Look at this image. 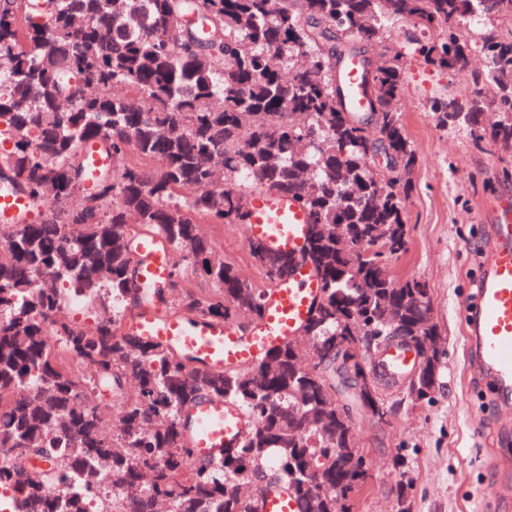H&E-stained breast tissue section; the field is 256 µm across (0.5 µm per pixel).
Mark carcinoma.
<instances>
[{"mask_svg": "<svg viewBox=\"0 0 512 512\" xmlns=\"http://www.w3.org/2000/svg\"><path fill=\"white\" fill-rule=\"evenodd\" d=\"M474 17L492 24L479 69ZM410 55L482 89L465 109L433 97L438 124L512 144V0H0V184L44 215L0 224V495L20 512H261L257 491L282 486L297 512H353L365 449L336 402L349 358L336 337L441 335L426 285L390 272L409 243L398 188L417 163L398 107ZM354 58L364 112L337 80ZM86 142L106 159L95 170ZM260 187L310 215L305 259L323 288L305 342L216 369L130 333V308L260 318L290 256L250 240L254 283L199 230L245 223ZM148 237L171 253L157 288L140 282ZM198 274L211 288L191 287ZM76 305L93 320L60 317ZM201 399L237 405L250 427L196 462L184 436Z\"/></svg>", "mask_w": 512, "mask_h": 512, "instance_id": "carcinoma-1", "label": "carcinoma"}]
</instances>
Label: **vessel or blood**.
Instances as JSON below:
<instances>
[{
    "mask_svg": "<svg viewBox=\"0 0 512 512\" xmlns=\"http://www.w3.org/2000/svg\"><path fill=\"white\" fill-rule=\"evenodd\" d=\"M348 101L354 110L365 108L360 63L350 60L343 73ZM486 237L481 246V266L467 307L466 336L474 351L475 376L493 382L503 405H512V193L500 196L482 215ZM309 217L297 200L274 190L254 192L249 204L246 234L264 242L274 252L298 256L291 277L266 290L263 314L248 334L235 326L199 321L192 323L156 308L139 311L131 332L149 341H162L182 352L204 359L217 368L265 358L293 341L306 324L320 294L321 279L311 263L302 261L307 244ZM144 263L141 279L154 286L168 277L169 250L157 239L139 244ZM192 457L216 458L222 448L234 445L248 426L245 414L227 402L202 400L188 410ZM485 493L490 512H501L512 502V488L495 479ZM262 512H296V504L283 488L261 493Z\"/></svg>",
    "mask_w": 512,
    "mask_h": 512,
    "instance_id": "obj_1",
    "label": "vessel or blood"
}]
</instances>
